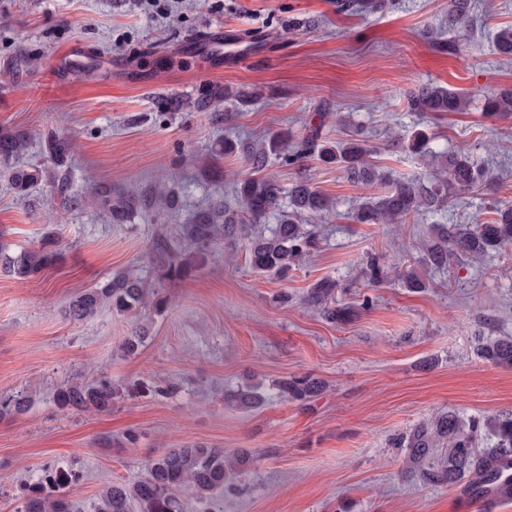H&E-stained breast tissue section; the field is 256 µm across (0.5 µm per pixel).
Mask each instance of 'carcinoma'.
I'll use <instances>...</instances> for the list:
<instances>
[{
    "label": "carcinoma",
    "mask_w": 512,
    "mask_h": 512,
    "mask_svg": "<svg viewBox=\"0 0 512 512\" xmlns=\"http://www.w3.org/2000/svg\"><path fill=\"white\" fill-rule=\"evenodd\" d=\"M390 5L389 0H338L336 9L351 12L362 9L376 12ZM473 20L471 0H450L448 30L468 26ZM495 50L504 57H512V25L501 28L495 38ZM253 95L240 89L210 85L195 98L161 99V109L188 108L205 112L212 125L221 126L228 113L250 106ZM409 108L414 112H463L471 98L462 92L449 90L432 83L421 85L407 95ZM484 110L489 113L512 112V89H502L485 97ZM320 116L317 125H309L302 135L275 133L258 143L247 140L219 139L213 156L222 158L238 155L251 166L253 175L243 177L234 184V193L240 209H230L216 201L208 208L197 211L185 223L178 225L172 240H163L159 249L169 255L170 270L180 276L188 266L179 260L181 244L188 243L204 256L217 242L228 238L248 239L252 268L262 274L284 279L299 267L304 259L320 246L316 231L303 227V218L326 219L334 212L333 202L322 195L305 178L291 184L287 200H282L277 182L264 174L269 164L276 161L284 166H299L308 159L334 164L347 177L361 184L381 185L384 192L363 201L352 214L360 224H400L412 214L438 212L448 203L450 189H470L484 183L486 172L473 159L458 152L437 151L431 138L416 132L408 139L391 138L389 147L409 151L421 157L440 159L435 173L422 179L417 176L393 180L389 172L372 161V147L365 140L353 138L335 145L322 133L325 119ZM48 165L33 169H17L10 175L16 194L27 197L40 182L48 184L53 197L68 208H77L82 198L75 193L68 158L74 149L71 140L50 133L41 139ZM29 137L24 133L0 131V159L6 161L28 149ZM95 202L114 224H126L134 218L137 209L156 210L166 214L178 211V195L166 183L147 188L131 189L112 194L97 191ZM496 216L491 224H476L469 228H450L441 225V231L426 244L428 263L436 269L462 259L483 256L495 248L512 246V203H493ZM276 224L266 231H252V227L269 217ZM58 258L55 241L51 239L38 248H32L15 257L5 258V267L18 278H30L48 267ZM336 282L322 279L308 294V302L318 308L325 318L333 322L348 319L349 312L336 306ZM146 302V284L128 274H115L112 278L87 288L71 297L66 307L67 317L84 321L109 306L120 314L135 313ZM145 341V330L136 327L125 337L122 347L134 354ZM480 354L486 360L512 367V338L488 336L483 339ZM279 397L285 401L305 402L323 390L317 378L305 374L286 377L275 383ZM121 396L120 389L107 377L92 383H76L62 388L57 401L63 407L76 406L108 411L114 400ZM243 408L253 409L264 403L265 397L253 386H247L234 395ZM28 406V398L16 394L0 402V415L21 414ZM493 436L496 445L480 453L476 437L481 432ZM398 446L408 451V458L419 470L423 480L431 485L450 484L472 474L480 482L496 480L491 470L494 458L512 453V416L470 418L465 420L451 412H441L399 438ZM250 450H226L202 444H188L180 448H167L148 460L145 475L135 481L115 480L99 491L95 512H194L224 493L227 475L243 473L253 464ZM16 499V512H73L72 502L51 484V476L34 487L23 489Z\"/></svg>",
    "instance_id": "carcinoma-1"
}]
</instances>
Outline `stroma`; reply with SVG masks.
I'll return each mask as SVG.
<instances>
[{
  "label": "stroma",
  "mask_w": 512,
  "mask_h": 512,
  "mask_svg": "<svg viewBox=\"0 0 512 512\" xmlns=\"http://www.w3.org/2000/svg\"><path fill=\"white\" fill-rule=\"evenodd\" d=\"M399 2L349 14L336 0H173L160 16L139 0H0V131L30 135L16 160L27 168L47 163L43 133L73 140L74 189L85 199L79 209L28 202L0 174V246L13 256L52 231L60 252L28 280L0 269V398L29 399L25 413L0 416V488L38 484L50 466L74 469L81 477L64 491L75 512H94L104 484L138 479L164 449L204 443L257 456L216 500L220 512H472L474 476L426 484L397 440L440 411L512 413V368L479 352L483 337L512 336V248L445 270L425 253L432 225L484 224L494 218L492 200H512V114L482 110L485 95L512 87V59L492 47L500 26L512 24V0H474V28L448 35L457 53L424 36L447 17L448 0ZM216 28L243 37L244 63L218 70L197 50ZM77 43L94 62L55 81L54 62ZM427 83L472 103L464 112L411 111L407 92ZM212 84L261 98L220 131L203 112L158 117L157 99L193 98ZM321 102L342 115L326 136L362 135L393 176L435 169L434 160L387 146L393 135L422 130L434 147L472 156L488 180L437 213L357 224L349 213L373 188L313 159L277 163L269 173L281 187L304 177L336 203L317 226L319 249L282 281L253 271L246 240L228 239L188 275L170 276L158 239L178 218L231 198L249 172L226 159L223 179L213 181L212 143L298 132L317 122ZM157 181L178 186V218L150 212L115 224L92 200L102 185ZM371 256L383 270L376 283L366 272ZM121 271L144 279L151 306L66 317L74 293ZM408 272L423 288L403 286ZM322 279L335 281L348 322L326 321L308 304ZM282 293L287 303L277 302ZM136 325L146 340L128 356L119 345ZM304 374L323 382L322 393L305 403L278 397L274 381ZM103 376L124 388L111 410L57 403L59 388ZM247 385L260 386L259 409L233 401Z\"/></svg>",
  "instance_id": "obj_1"
}]
</instances>
